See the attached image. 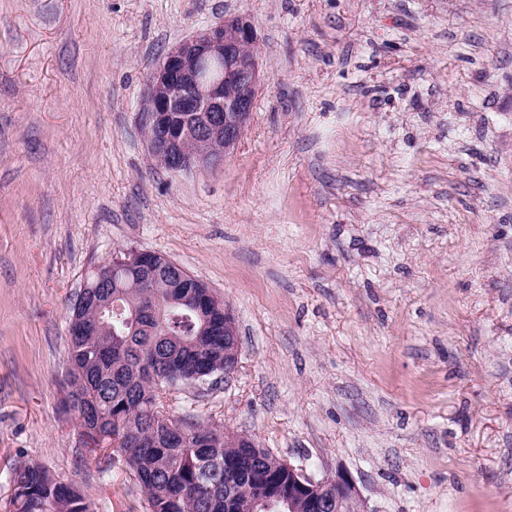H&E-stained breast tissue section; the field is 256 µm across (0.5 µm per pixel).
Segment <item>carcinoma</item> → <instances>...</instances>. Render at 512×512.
Wrapping results in <instances>:
<instances>
[{
  "instance_id": "carcinoma-1",
  "label": "carcinoma",
  "mask_w": 512,
  "mask_h": 512,
  "mask_svg": "<svg viewBox=\"0 0 512 512\" xmlns=\"http://www.w3.org/2000/svg\"><path fill=\"white\" fill-rule=\"evenodd\" d=\"M108 286L87 301L76 298L70 322L96 326L93 336L69 334L66 407L82 428H96L112 445L115 425L129 432L117 455L147 493L150 512H250L254 479L279 473L270 452L224 447V428L198 420L189 447L160 425L159 398L189 373H224V320L210 329L182 299L175 273L164 269L152 288L138 284L135 263L102 266ZM10 512H91L76 485L63 490L35 462L12 472Z\"/></svg>"
}]
</instances>
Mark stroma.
<instances>
[{
    "label": "stroma",
    "mask_w": 512,
    "mask_h": 512,
    "mask_svg": "<svg viewBox=\"0 0 512 512\" xmlns=\"http://www.w3.org/2000/svg\"><path fill=\"white\" fill-rule=\"evenodd\" d=\"M234 14L248 129L170 173L147 78ZM131 248L236 326L235 372L170 416L347 472L368 512H512V0H0V512L22 460L150 512L62 408L71 307Z\"/></svg>",
    "instance_id": "stroma-1"
}]
</instances>
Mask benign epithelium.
Listing matches in <instances>:
<instances>
[{
  "mask_svg": "<svg viewBox=\"0 0 512 512\" xmlns=\"http://www.w3.org/2000/svg\"><path fill=\"white\" fill-rule=\"evenodd\" d=\"M251 21L230 15L224 22L173 46L147 79L140 121L149 151L157 164L178 173L194 166L214 165L237 145L250 122L261 75ZM149 252L135 251L140 280L148 286L159 267ZM206 320L217 309L224 314V374L235 371L239 342L230 340L235 326L224 301L208 291L191 304ZM288 498L268 482L252 487L255 503L273 509L284 503L288 512H341L347 506L366 512V503L351 475L336 471L316 479L287 461Z\"/></svg>",
  "mask_w": 512,
  "mask_h": 512,
  "instance_id": "1",
  "label": "benign epithelium"
}]
</instances>
